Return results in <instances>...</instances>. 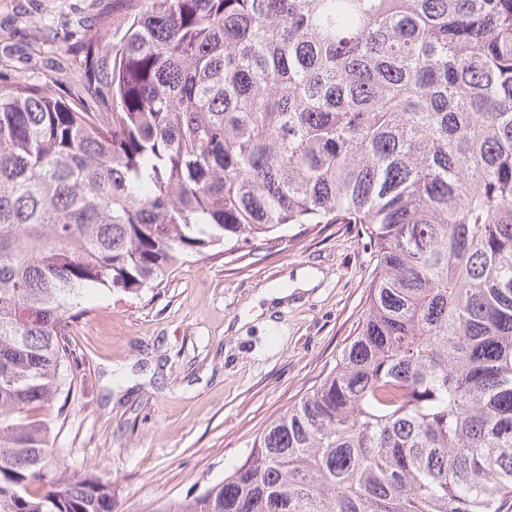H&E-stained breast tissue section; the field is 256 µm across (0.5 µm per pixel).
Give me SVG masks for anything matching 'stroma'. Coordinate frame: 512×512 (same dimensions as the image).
I'll return each instance as SVG.
<instances>
[{
  "instance_id": "1",
  "label": "stroma",
  "mask_w": 512,
  "mask_h": 512,
  "mask_svg": "<svg viewBox=\"0 0 512 512\" xmlns=\"http://www.w3.org/2000/svg\"><path fill=\"white\" fill-rule=\"evenodd\" d=\"M126 0H0L5 81L61 89L71 30L121 25ZM355 224L215 259L189 256L157 288L89 295L70 330L71 392L56 424L69 468H95L113 512H151L220 482L256 436L331 368L376 276ZM319 275L294 289L296 273ZM282 291L277 303L263 290Z\"/></svg>"
}]
</instances>
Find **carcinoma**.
<instances>
[{"instance_id":"carcinoma-1","label":"carcinoma","mask_w":512,"mask_h":512,"mask_svg":"<svg viewBox=\"0 0 512 512\" xmlns=\"http://www.w3.org/2000/svg\"><path fill=\"white\" fill-rule=\"evenodd\" d=\"M71 79L0 88V512H112L40 412L92 290L357 224L335 366L156 512H500L512 497V0H129Z\"/></svg>"}]
</instances>
